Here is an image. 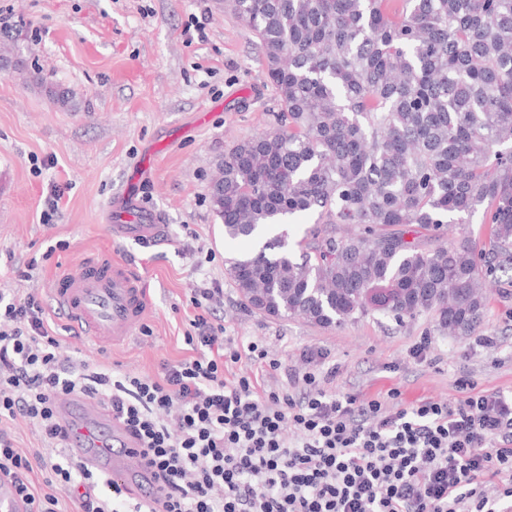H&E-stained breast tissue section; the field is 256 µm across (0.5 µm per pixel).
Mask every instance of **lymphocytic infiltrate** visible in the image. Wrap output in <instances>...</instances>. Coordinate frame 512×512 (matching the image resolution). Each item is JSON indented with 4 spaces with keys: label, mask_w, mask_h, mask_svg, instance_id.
Here are the masks:
<instances>
[{
    "label": "lymphocytic infiltrate",
    "mask_w": 512,
    "mask_h": 512,
    "mask_svg": "<svg viewBox=\"0 0 512 512\" xmlns=\"http://www.w3.org/2000/svg\"><path fill=\"white\" fill-rule=\"evenodd\" d=\"M223 298L216 284L193 289L184 336L191 358L142 377L61 357L44 299L0 291V419H27L47 446L26 454L0 431V477L27 512H57L62 494L78 512H118L125 498L108 477L63 454L67 430L55 399L69 394L107 405L155 470L159 496L134 512H501L512 500L511 394L403 407L336 395L332 370L285 371L284 390L249 376L229 380L225 368L246 353L284 369L258 342L242 351L225 341L223 325L209 320ZM169 410L178 432L160 417ZM286 422L296 441L284 437ZM497 477L503 492L485 497L484 482Z\"/></svg>",
    "instance_id": "1"
}]
</instances>
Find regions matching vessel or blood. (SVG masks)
Instances as JSON below:
<instances>
[{
    "label": "vessel or blood",
    "mask_w": 512,
    "mask_h": 512,
    "mask_svg": "<svg viewBox=\"0 0 512 512\" xmlns=\"http://www.w3.org/2000/svg\"><path fill=\"white\" fill-rule=\"evenodd\" d=\"M112 235L155 240L166 227L156 215L138 207L133 196L111 206ZM57 310L97 342L128 343L153 314V296L144 279L123 259L106 253L84 256L77 272L57 275L50 288ZM71 456L103 472L129 494L147 500L155 485L148 480L139 445L98 402L65 395L57 400Z\"/></svg>",
    "instance_id": "1"
}]
</instances>
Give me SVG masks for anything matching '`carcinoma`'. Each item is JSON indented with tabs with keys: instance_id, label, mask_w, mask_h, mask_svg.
Segmentation results:
<instances>
[{
	"instance_id": "obj_1",
	"label": "carcinoma",
	"mask_w": 512,
	"mask_h": 512,
	"mask_svg": "<svg viewBox=\"0 0 512 512\" xmlns=\"http://www.w3.org/2000/svg\"><path fill=\"white\" fill-rule=\"evenodd\" d=\"M280 105L210 187L224 238L291 216L326 225L300 255L283 231L227 261L243 301L329 327L421 312L472 332L481 281L512 270V0H232ZM491 249L428 247L478 208Z\"/></svg>"
}]
</instances>
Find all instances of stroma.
<instances>
[{
	"label": "stroma",
	"mask_w": 512,
	"mask_h": 512,
	"mask_svg": "<svg viewBox=\"0 0 512 512\" xmlns=\"http://www.w3.org/2000/svg\"><path fill=\"white\" fill-rule=\"evenodd\" d=\"M0 12L13 17L0 45L25 64L0 74V289L48 297L56 274L106 251L128 260L154 297L153 316L124 347L69 332L62 355L157 375L162 362L190 358L191 291L215 282L224 302L212 321L225 339L262 342L299 373L335 369L336 393L412 406L457 403L465 380L512 392V272L490 286L468 336L443 333L431 313L400 326L368 316L321 327L245 305L225 262L250 245L225 239L210 181L231 146L270 128L280 106L256 37L225 0H0ZM194 19L206 41L187 42ZM43 84L68 90L78 110L53 103ZM57 187L59 209L42 220ZM129 187L166 225L165 241L113 238L110 206ZM308 350L322 359L309 362Z\"/></svg>",
	"instance_id": "35a3bbf8"
}]
</instances>
